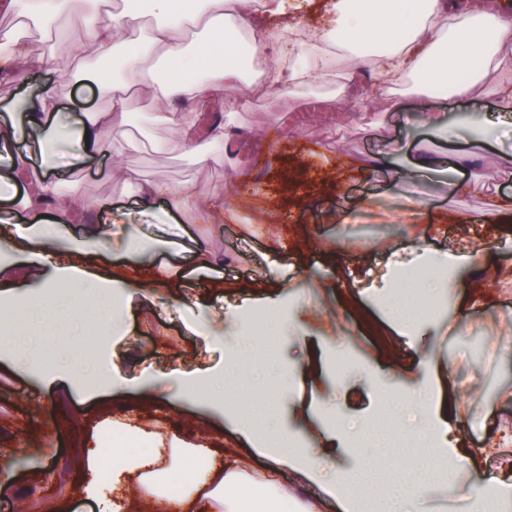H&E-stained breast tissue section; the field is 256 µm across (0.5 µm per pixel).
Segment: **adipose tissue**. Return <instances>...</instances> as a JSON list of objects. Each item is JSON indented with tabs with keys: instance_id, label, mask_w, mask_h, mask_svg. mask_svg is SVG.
<instances>
[{
	"instance_id": "1",
	"label": "adipose tissue",
	"mask_w": 512,
	"mask_h": 512,
	"mask_svg": "<svg viewBox=\"0 0 512 512\" xmlns=\"http://www.w3.org/2000/svg\"><path fill=\"white\" fill-rule=\"evenodd\" d=\"M65 0H0V10L19 11L26 25L0 34V74L22 82L34 72L64 71L72 82H90L108 92L109 110L95 112L68 126L59 112L63 84L44 90L27 115L0 124V178L11 187L22 188L23 210L32 214L29 225L17 226L16 234L27 238L41 252H48L65 224L92 223V208L79 201H64L44 167L15 152L21 131L39 133L43 139L65 143L75 159L87 160L103 153L121 157L140 151L141 142L127 129V119L136 95L149 96L157 107L155 118L175 133L171 147L191 146L197 121L206 106L222 99L224 90L236 88L241 105L276 90L330 82L332 70L297 56L292 67L282 65L280 38L256 35L244 28L240 43L226 39L230 20L246 10V0H192L181 18H174L175 0H145L132 4L126 0L122 10L104 20L102 0H90L89 8L64 10ZM333 24L321 31L319 40L326 45L345 44L353 48L369 40L384 43L386 49L375 66V80L388 90L409 77L437 91L444 98L485 99L499 103L498 120L482 125L473 143L482 146L498 132L512 125V17L490 11L487 0H392L385 9H377L376 0H333ZM64 14L70 33L77 40L76 53L59 63L54 37V18ZM203 31L204 38L189 46V30ZM261 48L268 61L263 80L247 78L235 63L238 44ZM122 52L124 67L115 74L102 68L103 59ZM152 78H145L147 69ZM113 176L134 184L136 200L145 210L157 201L185 215L223 212L224 189L216 187L209 201L198 199L189 183L172 184L141 177L136 171L113 167ZM51 209L55 218L41 219ZM254 449L273 453L279 463L321 483L327 494L337 499L341 512H356V500L348 496L341 477L326 478L320 461L309 454L285 448L269 449L253 439ZM208 452L203 448H180L179 464L194 470L203 488L202 500L188 499L190 512H214L224 500L228 479L223 470L206 465ZM158 459L150 452L132 455L122 448L112 451L111 462L91 451L84 468L93 482L115 485L137 477L141 488H150L148 471Z\"/></svg>"
}]
</instances>
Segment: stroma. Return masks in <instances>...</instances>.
Segmentation results:
<instances>
[{
  "label": "stroma",
  "mask_w": 512,
  "mask_h": 512,
  "mask_svg": "<svg viewBox=\"0 0 512 512\" xmlns=\"http://www.w3.org/2000/svg\"><path fill=\"white\" fill-rule=\"evenodd\" d=\"M344 77L326 87L272 94L239 108L225 92L222 112L236 132L205 158L171 150L173 132L153 118L150 101L137 99L130 131L141 151L122 165L144 177L191 182L198 197L223 185L232 220L211 214L199 221L157 204L141 212L133 187L113 178L108 156L76 162L55 149L47 163L58 190L91 205L121 211L122 222L95 225L93 250L70 252L86 225H65L55 242L60 262L83 266L92 277L120 271L141 280L122 288L118 304L74 286L63 300L120 321L121 333L87 321L83 345L62 352L65 324L41 323L38 344L21 360L0 355V458L11 460L1 495L5 512H23L26 498L42 494L41 512H160L164 498L125 487L85 493L83 466L59 487L55 461L99 448L108 424L147 429L154 445L205 447L209 464L248 477L255 490L311 502L314 512H340L303 474L257 453L254 434L297 439L303 452L328 469L352 476L360 492L376 484L418 481L425 505L465 512L472 490L500 491L512 483V218L488 227L478 217L481 196L452 195L453 180L474 179L487 192L512 199V132L483 149L470 134L492 100L423 97L414 81L392 91L375 89L366 64L344 54ZM431 109L454 126L446 142L423 118ZM437 170L417 178L402 170L421 154ZM422 203L418 223L402 212ZM359 211L384 213L370 226L351 223ZM128 237L150 249L123 255L115 243ZM483 241L475 263L448 277L431 295L430 313L401 310L391 270L423 277L421 254L456 252L462 242ZM290 314L291 326L274 340L255 331V316ZM110 362L114 377L74 378L61 355L82 358L87 343ZM223 373L224 406L208 387L182 393L180 376ZM431 403L435 423L448 429L468 468L449 466L447 452L422 469L412 420L399 410L411 392ZM394 405L401 445L358 448L355 433L381 435L384 404ZM399 460L388 465L389 457Z\"/></svg>",
  "instance_id": "stroma-1"
}]
</instances>
